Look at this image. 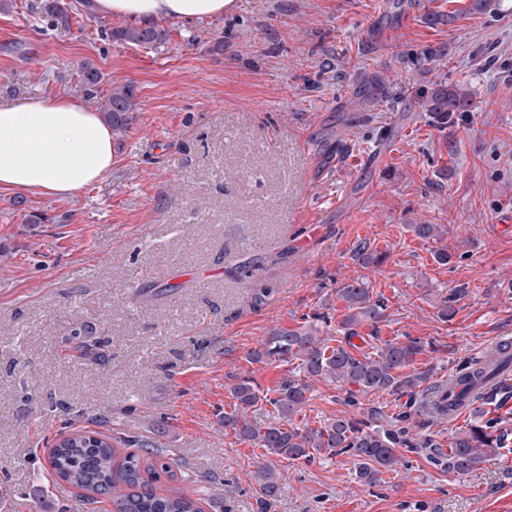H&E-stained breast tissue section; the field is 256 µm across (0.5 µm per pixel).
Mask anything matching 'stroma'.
I'll list each match as a JSON object with an SVG mask.
<instances>
[{
	"instance_id": "obj_1",
	"label": "stroma",
	"mask_w": 512,
	"mask_h": 512,
	"mask_svg": "<svg viewBox=\"0 0 512 512\" xmlns=\"http://www.w3.org/2000/svg\"><path fill=\"white\" fill-rule=\"evenodd\" d=\"M45 2L0 0V100L82 94L89 64L134 84L140 110L114 136L111 170L76 196L0 190V502L88 512L75 488L55 494L48 464L59 434L80 430L121 456L134 442L169 450L202 512H512V397L485 408L507 421L503 448L464 476L421 448H399L402 465L371 486L345 454L281 459L270 501L253 481L265 449L221 423L245 377L261 395L253 423L281 425L269 400L299 369L249 352L277 325L341 339L338 290L358 279L385 312L355 345L423 342L424 380L409 397L315 379L294 426L403 415L446 449L470 425L427 403L512 336V227H496L512 216V0L477 14L470 0H235L221 16L160 19L170 39L156 51L109 40L128 18L83 0L54 28ZM439 84L463 88L467 111L428 112ZM415 224L448 234L423 240ZM361 241L382 264L359 262ZM204 268L220 274L182 284Z\"/></svg>"
}]
</instances>
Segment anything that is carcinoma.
<instances>
[{"label":"carcinoma","mask_w":512,"mask_h":512,"mask_svg":"<svg viewBox=\"0 0 512 512\" xmlns=\"http://www.w3.org/2000/svg\"><path fill=\"white\" fill-rule=\"evenodd\" d=\"M72 5L66 0H47L44 11L51 18V25L64 28L69 25ZM107 38L127 45L158 50L168 43L169 31L154 23L140 26H123L106 32ZM85 90L100 97L101 112L116 132L125 131L132 113L139 111L134 85H114L103 94L101 73L90 65L80 70ZM467 105L465 93L438 85L432 92L427 107L438 119H448V114L463 110ZM410 230L422 239L441 241L447 228L440 224H412ZM338 297L345 303L348 314L342 320L346 330L345 343L333 347L330 339L320 336L314 323L286 328L275 326L253 349L250 359L256 363L300 362L304 377H290L281 383L276 397L270 399L284 424L265 430L256 428L249 412L261 400L259 391L248 378L230 385L235 400L233 408L224 413V430L232 431L242 440H256L266 452L285 460H309L314 454L331 456L348 454L354 458L356 479L366 485L377 483L381 475L396 470L401 464L397 448H424L431 460L441 465L450 475H465L485 462L491 453L488 449L500 447L505 433L492 420H483L484 409L476 407L471 415L475 422L458 432L448 450L440 448L434 440L424 438L414 441L406 431L373 428L369 422L340 416L330 419L316 429L302 430L290 426L293 416L307 404L311 379L318 377L358 388L362 394L404 393L414 389L421 376L407 373L423 345L414 339L406 342L386 341L374 355H354L356 346L352 338L356 327L375 323L384 309L379 301L371 300L369 290L361 281L351 282L339 289ZM497 369L485 362H472L453 375L454 381L466 393L478 381L490 385L482 396L486 405L496 399L503 387L492 381ZM48 463L56 476L73 487L90 492L86 502L100 501L111 505L110 512H202L196 501L174 491L165 492L159 486L177 478L173 469L175 461L162 450L130 452L116 460L112 438L92 431H77L60 438L52 449ZM257 491L265 499L277 497L280 491V472L271 462L257 467L254 474Z\"/></svg>","instance_id":"obj_1"}]
</instances>
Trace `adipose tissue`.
Instances as JSON below:
<instances>
[{
    "label": "adipose tissue",
    "instance_id": "1",
    "mask_svg": "<svg viewBox=\"0 0 512 512\" xmlns=\"http://www.w3.org/2000/svg\"><path fill=\"white\" fill-rule=\"evenodd\" d=\"M105 14L192 21L234 0H94ZM112 129L77 98L48 94L0 105V189L74 196L112 168Z\"/></svg>",
    "mask_w": 512,
    "mask_h": 512
}]
</instances>
